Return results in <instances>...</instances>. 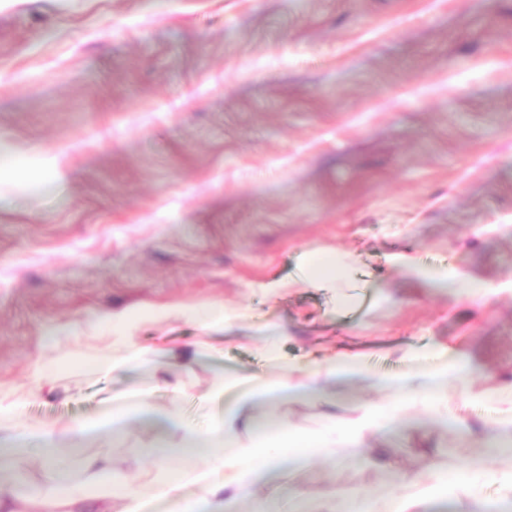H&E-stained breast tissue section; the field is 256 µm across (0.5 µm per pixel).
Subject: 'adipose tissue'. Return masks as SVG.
Returning <instances> with one entry per match:
<instances>
[{
    "instance_id": "1",
    "label": "adipose tissue",
    "mask_w": 512,
    "mask_h": 512,
    "mask_svg": "<svg viewBox=\"0 0 512 512\" xmlns=\"http://www.w3.org/2000/svg\"><path fill=\"white\" fill-rule=\"evenodd\" d=\"M303 285L319 286L340 280L345 265L338 251L315 249L306 254ZM399 270L416 279L427 291H439L450 301L461 299L482 303L491 293L479 280L467 279L446 270L421 269L413 258L397 259ZM432 359H425L419 349H401L400 359L407 364H421L418 376L406 375L389 381L388 387L399 397L419 391L423 402L438 425L454 422L444 394L449 382L467 384L473 371L469 360L454 349L437 344ZM158 350L138 346L132 337L112 339V357L103 362V370L122 373L144 368L157 360ZM360 354L331 350L310 364H293L287 373L270 378L259 374L230 373L213 383L206 398L223 403L207 429L200 431L186 425L177 442L157 436L143 449L146 460L159 466L148 491L125 486L111 457L87 461L92 480L106 489L121 491L119 512H144L149 501L174 505L175 512H234L239 502L250 505L249 512H283L281 498L268 488L283 470L303 471L308 461L297 449L312 446L320 450L328 463L354 460L363 453L365 434L386 432L400 421V406H380L361 399L354 403V418L330 417L317 431H309L280 416L258 418L257 408L275 395L302 393L316 400H328L332 389L352 379H365ZM28 457L13 432L0 434V512H25L12 497L10 484L25 470ZM463 490L450 485L433 464L416 473L399 474L383 494L356 491L347 512H431L442 499L452 500L455 512H494V505L483 497L487 484H500L504 501L512 502V464L496 469L485 458H476L464 466ZM195 486L186 494L187 486Z\"/></svg>"
}]
</instances>
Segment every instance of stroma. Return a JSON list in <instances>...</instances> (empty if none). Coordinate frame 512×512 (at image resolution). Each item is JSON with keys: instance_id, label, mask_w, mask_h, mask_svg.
Segmentation results:
<instances>
[{"instance_id": "35a3bbf8", "label": "stroma", "mask_w": 512, "mask_h": 512, "mask_svg": "<svg viewBox=\"0 0 512 512\" xmlns=\"http://www.w3.org/2000/svg\"><path fill=\"white\" fill-rule=\"evenodd\" d=\"M34 163L36 192L0 185L22 198L0 209V390L38 393L16 430L78 448L62 461L85 490L74 512L112 504L88 458L111 452L143 490L155 476L146 426L114 443L74 423L148 390L170 440L182 421L206 429L224 371L278 373L257 354L269 324L287 362L344 348L389 377L399 348L440 341L475 369L448 389L457 431L409 405L411 438L371 435L369 461L335 477L314 458L274 494L299 480L339 508L430 457L460 482L479 405L512 383V0H0V168ZM316 247L351 255L350 307L326 288L269 293ZM402 255L499 291L453 303L400 275ZM218 305L241 310L231 330L155 315ZM123 334L190 358L188 394L169 398L164 364L91 369ZM276 410L316 429L351 404Z\"/></svg>"}]
</instances>
